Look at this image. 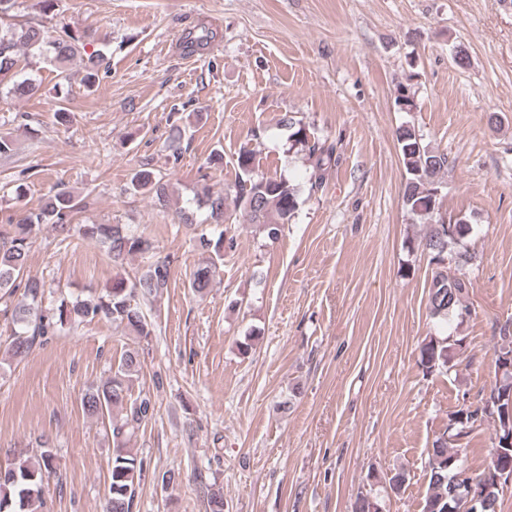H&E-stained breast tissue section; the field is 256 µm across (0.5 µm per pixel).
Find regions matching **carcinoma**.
<instances>
[{"label":"carcinoma","mask_w":512,"mask_h":512,"mask_svg":"<svg viewBox=\"0 0 512 512\" xmlns=\"http://www.w3.org/2000/svg\"><path fill=\"white\" fill-rule=\"evenodd\" d=\"M93 42L88 31L73 32L60 26L57 34L34 25L6 23L0 26V85L14 97L32 96L38 87L30 80H17L20 67L18 48L27 50L30 59H48L64 68L78 52H85L84 84L91 88L98 82V74L104 57L98 50L86 52ZM281 126L288 129L289 147L298 146L312 168L309 177V193L316 194L325 187L326 175L337 166L340 156L337 143L320 138L310 127L293 115H284ZM397 148L405 169L402 198L408 211L428 221L423 238L409 242L408 249L427 254L430 262L446 259L448 263L437 266L428 295V308L433 318L448 323L452 318L464 319L470 313L467 305L472 283L463 270L474 264L476 254L471 252L466 240L473 227L461 218H449L442 214L441 199L432 196L435 187L443 184L448 170V156L435 151L424 143L415 127L408 124L396 131ZM238 173L234 183L221 193H204L202 204L208 208L210 218L226 219L236 216L244 224L256 226L269 242H276L284 225L295 217L300 205L299 188L282 177L268 176L259 171L256 153L242 148L237 156ZM131 190L146 192L161 210L168 205V184L165 176L151 168H142L130 181ZM81 209V201L64 187L57 188L37 210L25 212L17 218H8L15 225L14 233L0 236V290L23 288L24 301L14 310V320L20 325L8 353L17 357L29 351L34 343L54 334L57 327L78 319L91 322L105 319L126 328L140 338L152 335V325L141 311L137 296L150 297L168 286L170 271L164 262H157L141 276L134 279L131 287H115L98 296L83 300L61 299L59 304L41 308L45 283L27 270V258L32 233L44 224L51 225L61 235L60 243L71 239L72 231L82 237L100 242L112 262L117 263L132 255L150 258L156 253L155 241L138 234L127 224H75L74 214ZM202 249L209 258L193 272L191 288L203 292L210 287L218 273V262L224 252L235 249V239L221 232L218 236H199ZM495 361L512 355V320L499 323L495 328ZM459 340L449 336H429L420 348L419 367L424 374L451 373L458 365ZM143 368L138 352L127 350L112 365L107 378L90 386L81 398L86 416L108 427L112 435V467L109 474L106 512H132L136 484L144 470L129 442L136 432L154 415L155 403L148 395L132 397L131 386ZM454 429L435 436L428 449L425 467L429 485L423 498L422 512H444L453 504L452 491L463 495L466 482L477 479L482 482L487 507L484 512H497L503 493V483L496 481L508 465H512V450L496 452L492 447L486 467L477 473L464 467L459 459L476 425L489 423L494 434L512 432V421L492 412L478 413L471 407L461 406L451 414ZM55 457L51 450L40 453L35 463L24 461L18 465H0V512H39L42 506L43 487L55 473ZM353 512H382L378 494H359L353 504Z\"/></svg>","instance_id":"obj_1"}]
</instances>
